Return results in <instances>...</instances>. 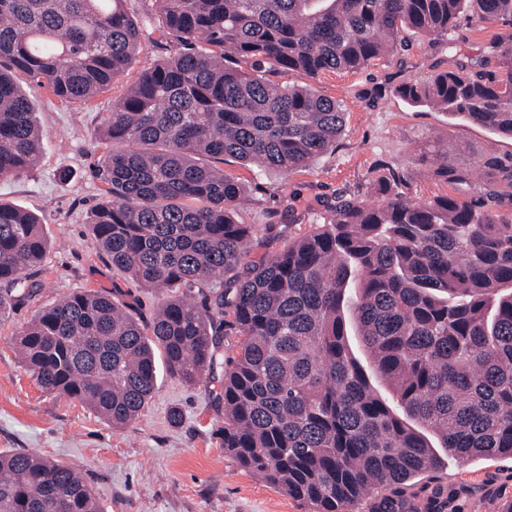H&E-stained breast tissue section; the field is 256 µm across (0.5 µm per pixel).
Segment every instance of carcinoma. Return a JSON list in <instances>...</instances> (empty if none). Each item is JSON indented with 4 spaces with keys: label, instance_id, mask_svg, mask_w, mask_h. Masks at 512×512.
<instances>
[{
    "label": "carcinoma",
    "instance_id": "cac0c4a2",
    "mask_svg": "<svg viewBox=\"0 0 512 512\" xmlns=\"http://www.w3.org/2000/svg\"><path fill=\"white\" fill-rule=\"evenodd\" d=\"M124 0H0V177L34 165L42 136L16 76L89 102L123 76L141 26ZM168 54L103 118L111 146L90 212L96 246L161 294L142 324L121 291H76L14 338L50 395L131 425L156 355L192 385L224 366V454L310 512H458L446 488L423 504L402 489L444 464L512 459V213L488 196L407 200L401 171L373 177L377 204L343 198L311 232L241 224L245 187L215 166L291 173L336 148L340 102L274 71H356L405 43L443 37L464 11L512 22V0H155ZM498 70L464 66L404 82L409 103L512 137V34ZM478 164L512 185V164ZM435 175L466 174L442 160ZM271 251L250 258L256 235ZM49 248L32 213L0 203V321L33 295ZM385 381L383 394L374 379ZM0 512H103L75 469L0 453Z\"/></svg>",
    "mask_w": 512,
    "mask_h": 512
}]
</instances>
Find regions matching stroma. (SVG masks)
Listing matches in <instances>:
<instances>
[{
	"label": "stroma",
	"instance_id": "obj_1",
	"mask_svg": "<svg viewBox=\"0 0 512 512\" xmlns=\"http://www.w3.org/2000/svg\"><path fill=\"white\" fill-rule=\"evenodd\" d=\"M124 8L143 26L140 48L124 77L90 103H64L26 76L18 78L34 104L42 149L36 166L0 179V203L38 215L50 245L31 277L35 296L0 322V451L25 449L80 471L104 512H309L307 504L225 455L218 434L224 407L215 398L222 370L189 386L158 366L149 404L131 427L118 429L79 402L43 392L12 345V336L36 311L71 292L130 291L145 323L159 299L156 291L113 268L88 227L91 209L103 199L104 185L96 176L109 150L101 139L102 119L165 54L158 30L149 23L157 11L155 0H125ZM505 30L499 23L478 29L465 13L448 38L410 37L406 48L362 70L326 71L313 79L301 71L272 73V81L281 85L310 83L340 101L346 124L333 152L290 174L225 161V175L242 183L249 198L235 219L277 224L292 214L293 233L308 232L329 216L339 196L373 201L372 171L385 163L403 171L409 200L448 193L469 200L497 191L504 210L511 211L512 187L490 179L476 160L512 159V138L451 120L433 108L411 106L394 92L400 83L458 65L495 69L491 38ZM442 152L468 172L471 186L435 177ZM174 408L182 413L177 425L168 419ZM437 480L454 493L461 512H504L512 501L511 460L451 459Z\"/></svg>",
	"mask_w": 512,
	"mask_h": 512
}]
</instances>
